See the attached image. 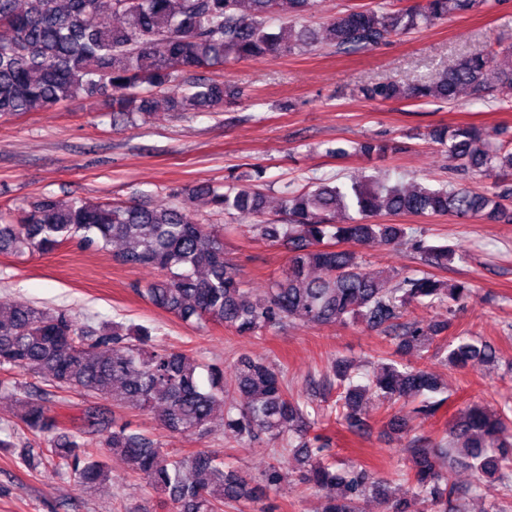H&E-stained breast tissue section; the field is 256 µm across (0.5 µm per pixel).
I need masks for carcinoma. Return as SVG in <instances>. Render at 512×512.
Here are the masks:
<instances>
[{"label":"carcinoma","instance_id":"1","mask_svg":"<svg viewBox=\"0 0 512 512\" xmlns=\"http://www.w3.org/2000/svg\"><path fill=\"white\" fill-rule=\"evenodd\" d=\"M483 0H424L421 6L396 11L349 10L327 25V41L336 52L369 50L388 38L428 27ZM279 0H0V117H19L38 107L53 108L81 97L112 92V124L132 112L150 114L147 93L174 85L171 107L181 111L217 109L224 103V82L204 73L265 55H288L320 42L319 32L286 24L268 30ZM193 73L184 84L178 78ZM504 102L512 100V51L473 53L418 83L364 86V96L391 99L455 101L459 90ZM460 162V172L497 177L512 172V148L495 146L474 127H456L439 138ZM220 211L259 216L263 194L252 187L224 192L203 188ZM512 191L477 193L451 184L410 190L379 181L347 185L311 183L289 191L280 213L287 223L253 225L256 235L288 244V268L269 282L263 296L251 300L238 264L224 257V234L195 221L177 204L86 201L62 202L40 195L16 211L0 209V252L48 253L74 241L106 250L126 245L123 260L151 265L163 278L140 289L154 306L182 322L217 323L240 335L277 327L290 319L320 326L361 321L373 329L401 330L398 347L424 349L451 327L444 317L426 324L398 323L408 307L437 303L452 309L468 297L465 283L449 284L430 273L418 277L365 271L357 252L341 247L374 240L408 242L426 265L446 266L456 256L448 245L430 246L402 224H377L388 215H453L460 219L496 218L507 210ZM346 222L336 223V214ZM322 275L311 277L308 270ZM151 331L122 322L98 326L81 323L64 308L13 305L0 308V368L43 377L57 391H77L107 400L120 394L156 415L170 434L205 438L217 407L225 406L224 426L238 439L299 440L293 449L299 480L314 488L334 487L324 512H360V502L382 481L365 469L340 472L329 463L309 462L328 448V440L309 436L324 416L316 406L288 393L283 370L262 359L241 357L229 371L207 368L183 350L150 349ZM445 360L463 368L474 360L498 362L495 348L474 336H455ZM340 389L336 418L348 428L361 426L366 395L393 408L411 398L440 392L433 373L383 358L376 372L356 382L350 365L331 366ZM46 392L33 390L21 401V422L45 447L23 455L35 469L50 462L56 472L74 477L83 487L110 479L103 454L124 457L130 469L164 495L173 512H224L230 503H260L267 492L292 476L288 458L276 451L258 480L244 476L224 457L201 448L171 458L160 443L120 423L102 405L84 409L74 431L60 427L48 414ZM511 407L491 409L472 404L459 412L449 437L415 449L411 480L421 512H464L463 495L445 482L440 462L462 464L483 482L512 489Z\"/></svg>","mask_w":512,"mask_h":512}]
</instances>
